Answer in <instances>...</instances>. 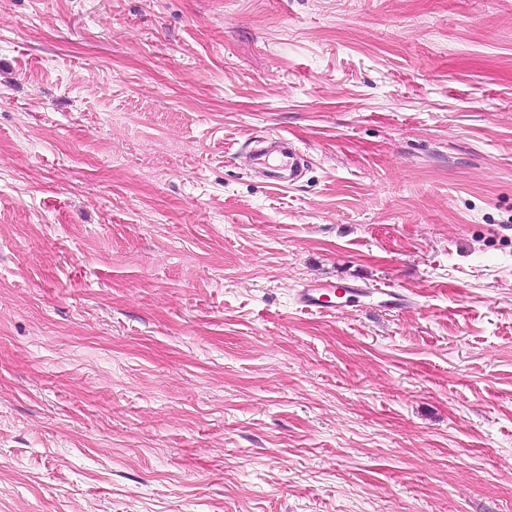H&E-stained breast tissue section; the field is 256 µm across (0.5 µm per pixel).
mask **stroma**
Here are the masks:
<instances>
[{
	"instance_id": "stroma-1",
	"label": "stroma",
	"mask_w": 512,
	"mask_h": 512,
	"mask_svg": "<svg viewBox=\"0 0 512 512\" xmlns=\"http://www.w3.org/2000/svg\"><path fill=\"white\" fill-rule=\"evenodd\" d=\"M0 512H512V0H0ZM268 140L271 146L256 158L258 164L266 169L268 183L275 188L294 185V172L301 159V150L278 135H270ZM334 290V294L336 292V288H344V295L336 300V306H342V304L347 303L349 298L354 294V288L351 285H336V283L326 282L324 284H319L315 288H302L298 293V302L302 309L307 311H316L320 312L321 309L328 306L327 303H333L330 300H325L323 298V290ZM345 299V300H343Z\"/></svg>"
}]
</instances>
